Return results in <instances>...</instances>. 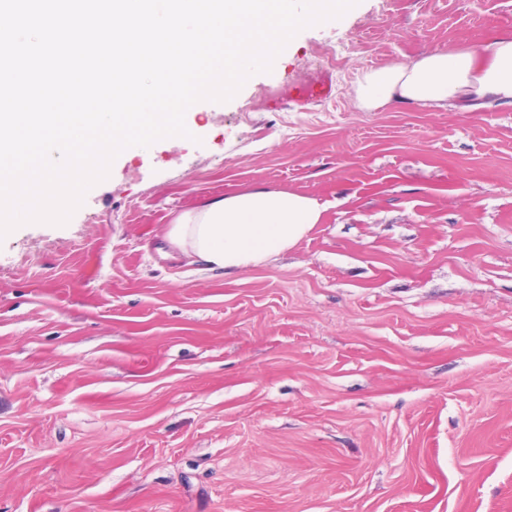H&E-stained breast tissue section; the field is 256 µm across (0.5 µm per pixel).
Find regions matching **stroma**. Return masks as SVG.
<instances>
[{
	"label": "stroma",
	"instance_id": "35a3bbf8",
	"mask_svg": "<svg viewBox=\"0 0 512 512\" xmlns=\"http://www.w3.org/2000/svg\"><path fill=\"white\" fill-rule=\"evenodd\" d=\"M502 32L512 0H359L195 103L199 142L1 238L0 512H512V105L354 101ZM281 82L314 103L255 102ZM252 187L321 224L241 272L170 256L175 213ZM356 38V32L351 31L337 38V40L330 41L329 44L321 49L319 57L330 65L347 59Z\"/></svg>",
	"mask_w": 512,
	"mask_h": 512
}]
</instances>
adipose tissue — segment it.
I'll return each mask as SVG.
<instances>
[{
  "mask_svg": "<svg viewBox=\"0 0 512 512\" xmlns=\"http://www.w3.org/2000/svg\"><path fill=\"white\" fill-rule=\"evenodd\" d=\"M396 101L465 105L512 104V33L491 35L478 48L422 53L408 63L365 72L355 88L359 109L371 112ZM318 199L258 188L216 196L177 212L166 232L170 245L190 261L226 272L264 264L293 249L321 221Z\"/></svg>",
  "mask_w": 512,
  "mask_h": 512,
  "instance_id": "obj_1",
  "label": "adipose tissue"
}]
</instances>
